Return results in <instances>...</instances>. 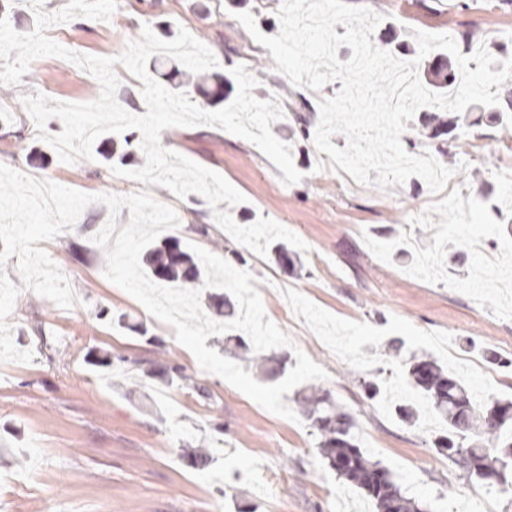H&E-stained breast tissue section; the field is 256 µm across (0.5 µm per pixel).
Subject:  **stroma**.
<instances>
[{
  "label": "stroma",
  "mask_w": 512,
  "mask_h": 512,
  "mask_svg": "<svg viewBox=\"0 0 512 512\" xmlns=\"http://www.w3.org/2000/svg\"><path fill=\"white\" fill-rule=\"evenodd\" d=\"M382 15L373 39L403 61L420 59L428 70L435 54L418 58L414 30L476 33L474 47L503 60L489 20L512 19V5L487 7L475 0H346ZM281 0H118L125 23L77 17L64 47L84 55L113 57L151 26L162 39L186 29L215 54L218 72L243 65L261 100H279L289 115L278 131L292 147L303 178L287 186L283 173L261 150L213 126L163 130L164 147L223 175L245 197L210 208L199 195L180 199L168 189L115 175L98 161L62 163L38 137L22 99L44 94L63 102L95 100L97 80L71 61H33L20 85L0 83V164L34 178L89 194L129 195L150 190L208 227L182 235L229 258L238 244L213 225V210L235 221L266 217L288 225L309 246L294 267L275 257L245 252L269 319L288 308L280 328L293 347L276 356L296 366L301 348L327 372L320 386L356 422V439L381 462L407 497L432 512L458 504L470 482L455 462L432 446L442 420L412 388L402 364L389 358L390 341L405 353L425 354L447 367L475 398L512 400V125L492 107L442 112L428 122L420 109L405 133L417 150L444 147L466 162L445 189L432 194L410 184L379 189L330 170L313 138H299L294 116L308 103L307 128L315 130L319 103L341 89L292 86L270 51L238 21L254 15L259 30L279 32ZM105 205L89 206L75 226L42 242L69 279L79 303L69 310L22 288L17 257L5 271L21 292L8 318L15 345L33 353L29 363L0 362V512H375L372 500L338 478L322 459L319 436L308 422L276 416L201 369L174 329L145 317L142 306L104 276L106 255L91 238L107 222ZM495 351L499 363L488 362ZM179 365L195 387L146 375L147 363ZM381 384L366 398L361 379ZM415 406L416 425L402 423L395 405ZM213 451L195 466L192 450Z\"/></svg>",
  "instance_id": "1"
}]
</instances>
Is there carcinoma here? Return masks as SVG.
Listing matches in <instances>:
<instances>
[{
	"mask_svg": "<svg viewBox=\"0 0 512 512\" xmlns=\"http://www.w3.org/2000/svg\"><path fill=\"white\" fill-rule=\"evenodd\" d=\"M148 276L174 286H202L205 269L196 254L169 236L148 247L144 254ZM238 349L252 361L272 356L253 350L249 339L237 334ZM407 376L420 388L446 429L433 448L453 459L466 477L487 487L507 490L512 486V401L477 402L466 386L448 374L435 360L411 358ZM302 413L321 437L319 448L330 469L365 490L376 512H430L427 504L408 498L401 485L380 463L371 460L356 444L353 417L333 397L313 392L301 399Z\"/></svg>",
	"mask_w": 512,
	"mask_h": 512,
	"instance_id": "cac0c4a2",
	"label": "carcinoma"
}]
</instances>
